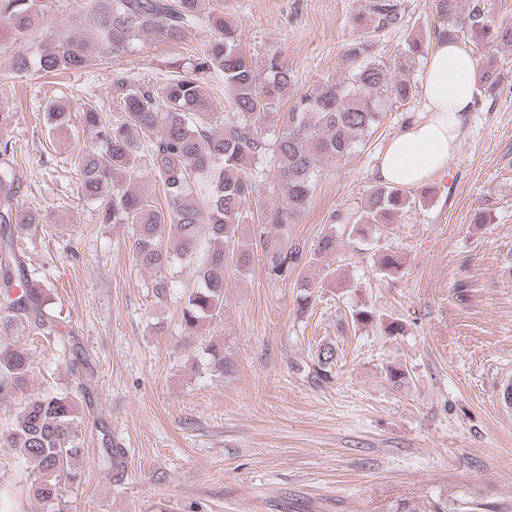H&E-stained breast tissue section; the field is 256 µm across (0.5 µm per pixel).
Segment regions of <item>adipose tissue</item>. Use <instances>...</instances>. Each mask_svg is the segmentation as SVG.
<instances>
[{"label": "adipose tissue", "instance_id": "adipose-tissue-1", "mask_svg": "<svg viewBox=\"0 0 512 512\" xmlns=\"http://www.w3.org/2000/svg\"><path fill=\"white\" fill-rule=\"evenodd\" d=\"M478 78L477 60L464 46L441 43L430 51L424 83L427 116L392 138L376 171L380 181L419 187L433 173L447 168Z\"/></svg>", "mask_w": 512, "mask_h": 512}]
</instances>
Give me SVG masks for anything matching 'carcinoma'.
Returning <instances> with one entry per match:
<instances>
[{"instance_id": "carcinoma-1", "label": "carcinoma", "mask_w": 512, "mask_h": 512, "mask_svg": "<svg viewBox=\"0 0 512 512\" xmlns=\"http://www.w3.org/2000/svg\"><path fill=\"white\" fill-rule=\"evenodd\" d=\"M43 0H0V22L16 37L44 23ZM435 23L427 39L405 40L398 62L403 70L427 55L430 45L453 42L467 28L481 41L512 44V27L486 22L480 6L468 14L460 0H434ZM205 19L210 38L192 69L184 70L160 86L137 83L123 72L112 77V105L120 115L110 120L104 105L89 99L78 110L85 127L96 132L94 149L76 156L82 172L83 195L99 203L101 222L133 226L130 256L138 267L160 271L192 258L197 251L200 227L208 230V249L196 287L181 309V333L199 335L207 323L224 317V288L229 275L244 277L251 270L254 253L262 251L267 276L290 278L298 265L314 271L336 254V231L331 229L306 248L288 245L289 225L298 223L312 200L317 161L343 159L382 124L391 101L407 102L415 92L405 81H391L387 65L373 52L372 35L403 26L401 0H368L366 16L357 20L364 29L344 52L354 65L347 85L325 84L305 93L292 104L285 95L294 74L271 57L264 69L256 68L239 50L237 28L224 19L215 0H89L85 25L90 39L46 30L49 45L34 57L22 52L13 58L19 71L30 65L45 73H78L95 61L112 59L131 50L133 40L150 33L163 42H178L199 19ZM224 74L227 111L215 107L204 82V73ZM51 130L71 122L67 106L58 101L45 107ZM148 157L152 174L166 200L157 207L132 182L142 157ZM268 158L283 198L280 206L252 212L245 207L258 197L261 175L257 161ZM20 182L13 169L0 167V324L20 322L38 335L57 331V316L48 307L40 274L27 268L15 235L41 219L21 211L17 196ZM414 203L412 193L380 183L370 188L360 215L334 213L331 220L344 225L349 235L363 236L370 229L380 234L392 218ZM260 216L272 232L255 238L242 228ZM175 241L172 248L164 240ZM402 262L394 253L379 257L378 274L393 278ZM299 307L312 303L315 280L303 277ZM213 371L230 369L224 347L206 346ZM336 350L321 347L316 367L328 373ZM33 369L28 349L0 345V393L21 391ZM78 395L53 389L25 397L7 441L34 473L29 493L43 501L57 499L59 478L77 480L72 460L78 453L75 404ZM99 464L119 481L125 472V453L119 439L108 430L101 438Z\"/></svg>"}]
</instances>
